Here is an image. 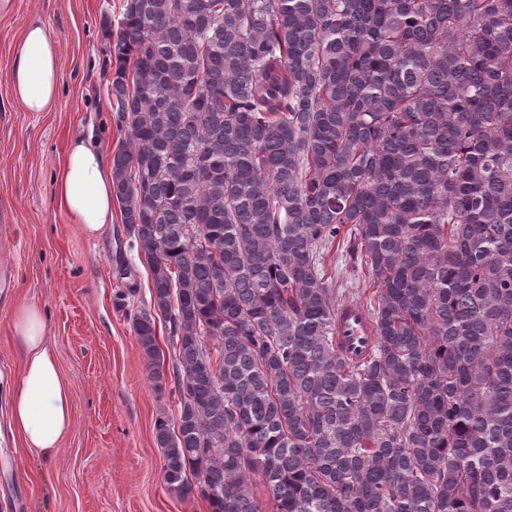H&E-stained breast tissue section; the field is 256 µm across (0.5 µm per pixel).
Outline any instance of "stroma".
<instances>
[{"mask_svg":"<svg viewBox=\"0 0 512 512\" xmlns=\"http://www.w3.org/2000/svg\"><path fill=\"white\" fill-rule=\"evenodd\" d=\"M122 2L12 0L0 13V371L21 366L13 306L40 305L73 407L56 458L30 453L19 439L0 445V512H209L202 498L180 499L163 479L154 424L159 411L176 406L155 391L130 317L149 296L150 268L130 251L120 209L111 229L91 239L53 195L75 134L92 132L111 153L125 138L106 96L112 68L104 35ZM34 19L62 54L51 112L25 111L8 83Z\"/></svg>","mask_w":512,"mask_h":512,"instance_id":"35a3bbf8","label":"stroma"}]
</instances>
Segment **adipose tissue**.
<instances>
[{
  "label": "adipose tissue",
  "mask_w": 512,
  "mask_h": 512,
  "mask_svg": "<svg viewBox=\"0 0 512 512\" xmlns=\"http://www.w3.org/2000/svg\"><path fill=\"white\" fill-rule=\"evenodd\" d=\"M62 57L58 43L39 22L23 30L21 49L8 74L13 98L28 112H49L58 105ZM61 208L91 237L112 225V162L92 138L72 139L55 179ZM11 332L21 354L18 375L0 373V399L8 424L36 454L56 457L72 429L70 390L62 378L47 336L44 312L37 304L17 306Z\"/></svg>",
  "instance_id": "ef3b65f1"
}]
</instances>
